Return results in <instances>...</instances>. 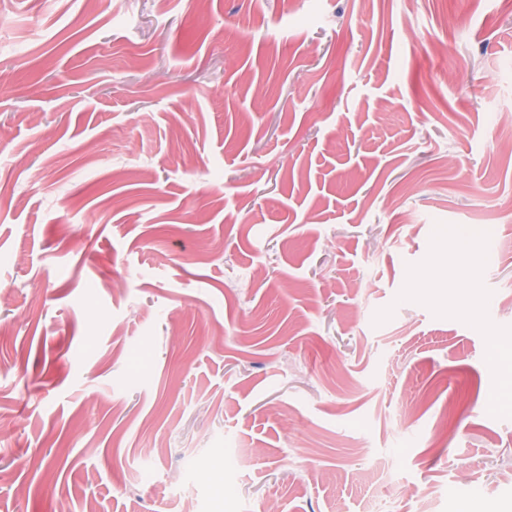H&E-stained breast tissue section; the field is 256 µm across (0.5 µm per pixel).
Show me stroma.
Returning <instances> with one entry per match:
<instances>
[{
  "label": "stroma",
  "instance_id": "obj_1",
  "mask_svg": "<svg viewBox=\"0 0 512 512\" xmlns=\"http://www.w3.org/2000/svg\"><path fill=\"white\" fill-rule=\"evenodd\" d=\"M494 121L512 0H0V512H512Z\"/></svg>",
  "mask_w": 512,
  "mask_h": 512
}]
</instances>
